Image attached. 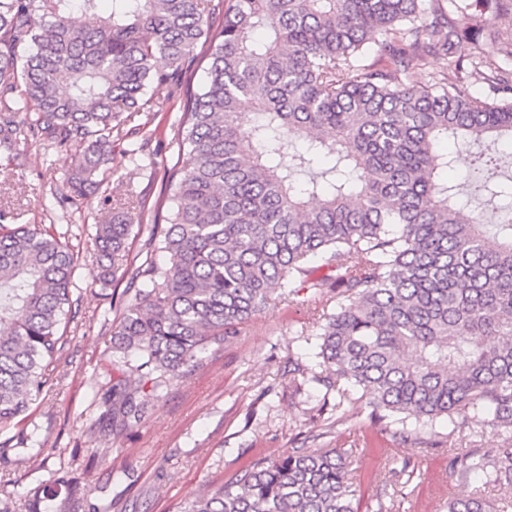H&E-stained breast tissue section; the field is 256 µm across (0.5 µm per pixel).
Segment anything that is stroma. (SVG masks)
Masks as SVG:
<instances>
[{
	"label": "stroma",
	"mask_w": 512,
	"mask_h": 512,
	"mask_svg": "<svg viewBox=\"0 0 512 512\" xmlns=\"http://www.w3.org/2000/svg\"><path fill=\"white\" fill-rule=\"evenodd\" d=\"M179 108L174 97L155 113L143 160L132 161L116 147L103 187L85 196L71 214L58 206L53 189L74 156L38 146L14 161L0 153V211L11 213L14 223L36 224L55 234L72 222L80 230L72 284L80 313L56 363L59 384L34 402L21 428L0 430V444L23 429L38 431L47 447L78 449L68 468L69 482L106 485L108 495L118 498L113 512H178L252 459L297 448L350 453L363 505H380L385 512H448L450 496L476 490L495 512H512V485L485 484L479 473L464 483L448 468L450 455L501 443L492 423L474 438L467 424L439 420L434 434L405 439L373 424L369 408L350 398L334 414L337 423H330L332 414L322 410L316 385L289 382L292 360L309 371L318 369V326L308 307L294 303L268 304L193 376L169 378L148 417L122 437H90L89 407L101 384L117 373L110 338L126 302L123 284L99 281L95 226L111 218L116 201L140 196L145 210L129 212L134 225L130 256L152 253L154 206L163 193L165 171L177 160Z\"/></svg>",
	"instance_id": "obj_1"
}]
</instances>
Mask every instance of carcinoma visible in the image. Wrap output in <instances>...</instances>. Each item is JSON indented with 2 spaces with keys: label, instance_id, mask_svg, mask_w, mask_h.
<instances>
[{
  "label": "carcinoma",
  "instance_id": "carcinoma-1",
  "mask_svg": "<svg viewBox=\"0 0 512 512\" xmlns=\"http://www.w3.org/2000/svg\"><path fill=\"white\" fill-rule=\"evenodd\" d=\"M0 0V149L76 152L56 184L68 210L100 187L117 142L148 140L159 93L181 97L177 162L156 250L126 269L112 364L90 429L116 439L161 398L163 375L191 377L267 304L304 289L335 303L318 317L323 392L357 397L390 425L488 416L497 449L450 461L459 478L512 483V209L484 224L456 206L452 137L482 142L474 192L512 197L495 145L512 139V0ZM497 41L486 54L480 37ZM208 45L206 78L185 75ZM453 71L416 77L428 56ZM162 56L163 69L153 61ZM486 95L476 96L475 85ZM117 204L96 225L103 282L116 279L133 225ZM0 213V428L56 386L53 364L79 301L70 237ZM15 457L52 478L54 512H111L96 489L58 498V448L35 434ZM352 460L334 449L261 457L181 512H360ZM448 512H492L480 493Z\"/></svg>",
  "mask_w": 512,
  "mask_h": 512
}]
</instances>
